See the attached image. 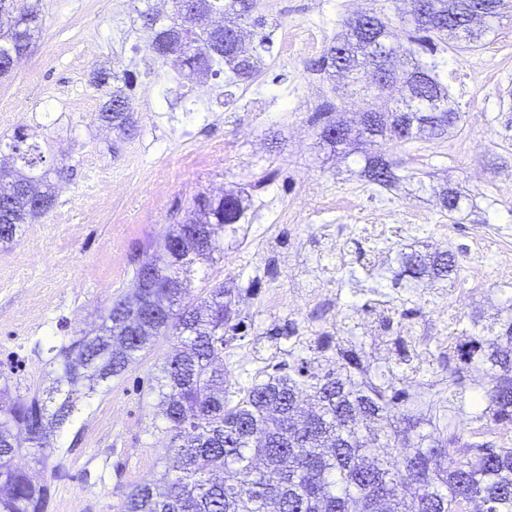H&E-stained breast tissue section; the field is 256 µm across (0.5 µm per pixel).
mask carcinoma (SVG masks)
<instances>
[{"instance_id": "1", "label": "carcinoma", "mask_w": 512, "mask_h": 512, "mask_svg": "<svg viewBox=\"0 0 512 512\" xmlns=\"http://www.w3.org/2000/svg\"><path fill=\"white\" fill-rule=\"evenodd\" d=\"M219 9L224 29L200 40L183 20L184 0H170L169 13L151 4L139 11L151 27L149 50L162 61L174 57L190 79L220 73L232 81L258 74L263 58L257 48L269 43L264 0H198ZM393 0L397 17L420 34L418 44L434 51L453 42L475 48L501 16L502 0H427L440 15L430 26ZM12 11L10 50L18 52L43 26L38 4L0 0ZM390 18L381 0L344 23V30L315 63L318 70L351 83L364 82L353 126L341 109L324 108L320 137L331 145L356 140L386 145L439 139L458 127L461 116L439 80V63H424L415 52L390 42ZM390 60L385 83L366 78V68ZM358 64L352 76L343 63ZM414 82V95L402 105L382 108L388 82ZM129 82L115 86L102 104L98 120L119 136L138 132L132 117ZM14 136L12 166L0 168V243H12L24 224L48 214L55 204V184L64 167L44 166L39 143ZM364 177L386 186L398 179L393 163L380 152L365 159ZM193 216L170 225L161 254L136 269L131 298L112 302L99 333L74 336L59 348L61 375L68 386L55 406L54 392L10 397L12 376L0 372V512H47L50 485L33 479L22 457L41 463L49 430L66 424L75 394L90 396L96 387L121 376L159 339L177 342L174 356L162 367L158 407L170 443L161 458L163 471L151 484L126 494L122 512H512V305L499 330L473 319L464 330L477 346L467 366H479L484 385L468 389L459 369L442 363L431 349H416L414 337L399 329L392 344L395 362L365 361L363 346L345 336H317L306 341L308 355L284 374L258 378L234 398L224 367L215 363L224 347L239 340L232 290L220 283L203 288L201 306L184 299L187 272L198 260L224 253V231H236L245 207L241 196L195 195ZM433 277L457 273L456 257L437 253ZM428 272L418 257L405 259L404 273L418 279ZM496 332L488 340L482 332ZM332 355H327V352ZM340 362L319 372V363ZM442 369L448 403L469 408L480 426L464 436L452 422L432 431L407 410V394L396 381L408 375L425 378Z\"/></svg>"}]
</instances>
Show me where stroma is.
<instances>
[{
	"mask_svg": "<svg viewBox=\"0 0 512 512\" xmlns=\"http://www.w3.org/2000/svg\"><path fill=\"white\" fill-rule=\"evenodd\" d=\"M264 4L277 26L263 68L232 86L224 75L178 79L139 41L137 0H39L44 26L31 53L0 79V155L23 128L37 135L48 163L65 169L52 210L0 246V371L21 387L51 386L52 348L95 334L104 308L130 293L136 267L159 254L179 209L200 192H239L249 204L237 232L224 236L223 258L195 265L189 297L197 303L207 279L234 291L242 338L219 361L235 391L279 363L306 328L337 336L375 320L363 308L374 285L364 278L362 249L350 245L340 261L326 246L328 231L348 226L349 207L389 209L395 227L405 204L420 212L419 236L375 240L391 270L404 252L447 249L464 258L481 227H512V182L504 179L512 173V7L476 49L421 53L438 59L461 122L444 138L390 147L401 180L386 189L360 175L376 145L344 153L318 137L325 104L351 111L361 101L315 69L352 14L347 0ZM99 66L129 75L134 138L119 140L98 120L102 93L90 79ZM448 188L466 196L452 218L439 201ZM375 287L391 321L441 332L434 303L447 297L448 282L388 277ZM276 288L299 292L298 308L275 310ZM175 347L160 340L122 376L78 397L70 422L46 442L45 470L56 472L49 512H121L127 493L157 477L169 437L154 388Z\"/></svg>",
	"mask_w": 512,
	"mask_h": 512,
	"instance_id": "obj_1",
	"label": "stroma"
}]
</instances>
